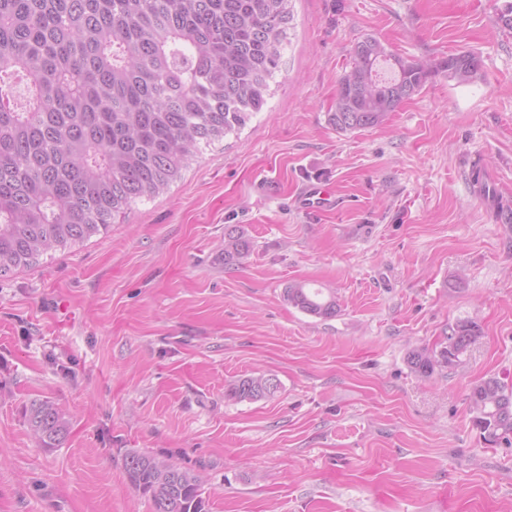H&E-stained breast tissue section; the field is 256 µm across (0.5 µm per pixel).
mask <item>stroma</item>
<instances>
[{"instance_id":"35a3bbf8","label":"stroma","mask_w":512,"mask_h":512,"mask_svg":"<svg viewBox=\"0 0 512 512\" xmlns=\"http://www.w3.org/2000/svg\"><path fill=\"white\" fill-rule=\"evenodd\" d=\"M507 0H295L266 108L203 149L181 181L105 235L0 277V512H154L129 452L199 476L208 512H512V445L484 439L467 396L512 387V223L474 193L480 167L512 200ZM431 63L476 53L475 76L436 75L382 125L328 121L355 44ZM333 207L308 211V184ZM247 255L224 262V235ZM330 288L322 320L288 305ZM482 336L418 376L456 322ZM280 388L225 392L254 374ZM65 439L40 447L33 401ZM283 298L289 305L321 319L336 317L338 313V304L333 296H324L321 289L307 288L306 284L288 285ZM278 386L277 380L270 375L247 376L230 384L225 395L238 401H258L272 396ZM27 421L33 437L44 448L55 447L68 433V421L50 401H34Z\"/></svg>"}]
</instances>
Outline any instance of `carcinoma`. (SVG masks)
I'll return each instance as SVG.
<instances>
[{
  "label": "carcinoma",
  "instance_id": "carcinoma-1",
  "mask_svg": "<svg viewBox=\"0 0 512 512\" xmlns=\"http://www.w3.org/2000/svg\"><path fill=\"white\" fill-rule=\"evenodd\" d=\"M294 20V0H0V276L106 233L136 202L169 191L201 146L239 135L272 95ZM479 68L469 51L431 66L366 37L328 121L341 132L379 126L431 76L462 83ZM249 250L242 234L224 236V263ZM283 298L321 319L338 313L333 296L304 284ZM481 334L460 321L438 354L412 350L410 367L428 377L452 366ZM277 390L260 374L225 396L258 401ZM468 399L488 441L512 439V389L490 377ZM27 421L44 448L68 433L49 401L33 402ZM125 470L154 512H208L199 477L171 461L131 452Z\"/></svg>",
  "mask_w": 512,
  "mask_h": 512
}]
</instances>
